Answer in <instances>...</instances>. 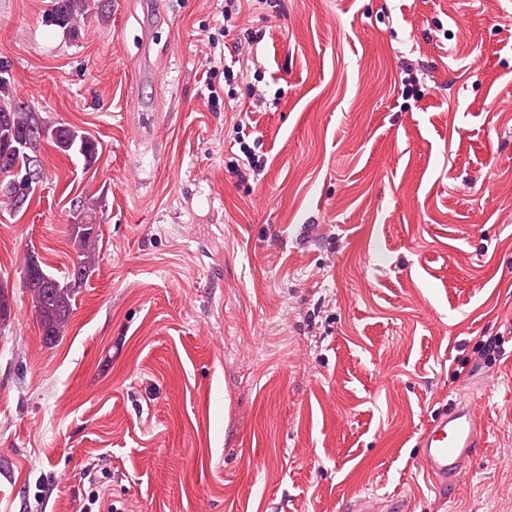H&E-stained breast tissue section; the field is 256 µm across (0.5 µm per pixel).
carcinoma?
<instances>
[{"label": "carcinoma", "mask_w": 512, "mask_h": 512, "mask_svg": "<svg viewBox=\"0 0 512 512\" xmlns=\"http://www.w3.org/2000/svg\"><path fill=\"white\" fill-rule=\"evenodd\" d=\"M86 0H53L47 23L64 30H76L85 14ZM43 128L47 132L50 145L65 156H81L91 163L98 153L97 143L66 124H53L39 113L31 111L25 104L15 99L10 81L0 79V206L19 211L30 204L33 190H28L24 198L15 196L17 183L33 164L32 154L39 149L34 142L28 148L19 142L29 138L32 130ZM70 243L77 253L71 270L64 278H58L45 270L36 256L30 251L24 262V283L31 297L35 316L45 343L55 342L67 325L73 311L77 290L96 265V246L99 233L93 215L83 212L77 224L68 228Z\"/></svg>", "instance_id": "carcinoma-1"}]
</instances>
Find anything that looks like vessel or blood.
Listing matches in <instances>:
<instances>
[{
  "instance_id": "vessel-or-blood-1",
  "label": "vessel or blood",
  "mask_w": 512,
  "mask_h": 512,
  "mask_svg": "<svg viewBox=\"0 0 512 512\" xmlns=\"http://www.w3.org/2000/svg\"><path fill=\"white\" fill-rule=\"evenodd\" d=\"M477 425L468 404L449 402L431 419L417 446L430 475L440 483L454 480L478 446Z\"/></svg>"
}]
</instances>
